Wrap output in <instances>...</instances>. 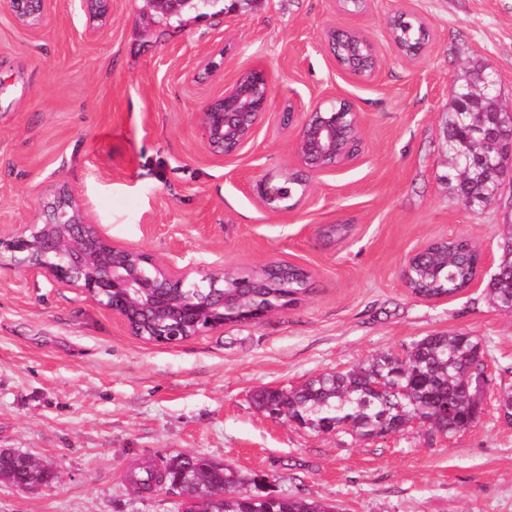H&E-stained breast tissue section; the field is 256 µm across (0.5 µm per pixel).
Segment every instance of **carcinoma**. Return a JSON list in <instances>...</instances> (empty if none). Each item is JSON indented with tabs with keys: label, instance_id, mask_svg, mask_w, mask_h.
<instances>
[{
	"label": "carcinoma",
	"instance_id": "cac0c4a2",
	"mask_svg": "<svg viewBox=\"0 0 512 512\" xmlns=\"http://www.w3.org/2000/svg\"><path fill=\"white\" fill-rule=\"evenodd\" d=\"M194 5L193 11L201 16L224 12V0H194ZM391 35L406 54L428 41L424 24L404 15L393 17ZM458 85L469 89L471 101L467 110L454 105L448 113V155L455 166L457 193L467 199V206L480 209L494 200L496 176L485 169H465L457 152L472 156L497 149L501 141L484 140L471 130L484 124L503 131L512 127V117L496 108L493 99L470 88L469 77L458 80ZM478 257L477 250L465 241H437L429 248L425 266L413 267L407 286L422 298L452 296L474 280ZM497 272L498 282L489 289L490 299L499 309L511 312V236L503 242ZM257 281L263 287L253 289L252 301L267 307L292 303L308 290V274L294 265L272 268L258 275ZM485 369L484 350L478 339L463 333H440L415 342L401 361L382 353L365 366L321 374L288 392L264 389L256 394L255 402L269 414L284 401L288 418L317 433L351 432L360 438H372L419 415L429 428L451 436L466 430L483 412ZM379 377L387 379V388L380 392L371 387ZM183 469L195 472L197 481L178 480ZM0 476L24 489H36L52 483L56 473L25 455L1 450ZM129 484L138 493H152L164 485L177 492L185 504L207 487H225L227 497L214 503L211 512H330L322 502L310 499L277 501L256 493L255 501H240L232 497L242 484L236 471L190 454L176 455L161 468L134 470L129 474Z\"/></svg>",
	"mask_w": 512,
	"mask_h": 512
}]
</instances>
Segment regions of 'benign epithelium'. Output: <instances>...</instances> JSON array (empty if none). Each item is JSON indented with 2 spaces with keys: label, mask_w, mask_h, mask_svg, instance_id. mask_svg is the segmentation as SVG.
<instances>
[{
  "label": "benign epithelium",
  "mask_w": 512,
  "mask_h": 512,
  "mask_svg": "<svg viewBox=\"0 0 512 512\" xmlns=\"http://www.w3.org/2000/svg\"><path fill=\"white\" fill-rule=\"evenodd\" d=\"M156 12L177 14L186 0H151ZM46 0H8L16 22L28 29L41 27ZM348 61L340 66L359 79L372 77L378 54L363 56L347 47ZM270 81L261 67L241 73L201 113L205 150L216 157L237 154L252 138L269 108ZM361 126L350 102L336 97L315 104L304 113L295 154L305 169L321 173L344 167L336 163L348 141ZM475 165L493 171L496 193L512 189V133L504 152L475 157ZM39 223L22 224L4 237L0 249L11 252L16 266L44 274L63 285L77 288L124 322L129 331L141 323L149 326L153 342L165 345L167 336H197L224 325V308L231 299L224 294V270L196 276L190 266L177 267L152 255L115 243L105 236L89 215L82 199L63 187ZM229 287L236 300L250 298L259 287L254 271L234 276Z\"/></svg>",
  "instance_id": "obj_1"
}]
</instances>
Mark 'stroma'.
Wrapping results in <instances>:
<instances>
[{
  "mask_svg": "<svg viewBox=\"0 0 512 512\" xmlns=\"http://www.w3.org/2000/svg\"><path fill=\"white\" fill-rule=\"evenodd\" d=\"M341 3L254 0L177 21L146 0H109L101 18L47 0L30 30L0 0V231L65 186L106 236L158 260L201 272L277 261L310 275L306 294L263 320L159 345L0 254V450L56 473L34 490L0 479V512H177V495L135 493L127 476L178 453L332 512H512V422L498 413L512 392V313L487 291L512 193L465 207L443 139L449 83L464 73L492 70L512 114V0ZM398 11L427 25L419 56L390 36ZM333 29L375 45L372 79L339 67ZM254 66L270 79L268 111L237 155L211 156L200 114ZM333 97L359 112L362 151L313 173L295 155L302 114ZM442 238L468 240L478 273L455 295L415 296L405 266ZM443 332L479 339L491 379L479 421L455 435L415 422L368 439L318 434L254 402Z\"/></svg>",
  "mask_w": 512,
  "mask_h": 512,
  "instance_id": "obj_1",
  "label": "stroma"
}]
</instances>
